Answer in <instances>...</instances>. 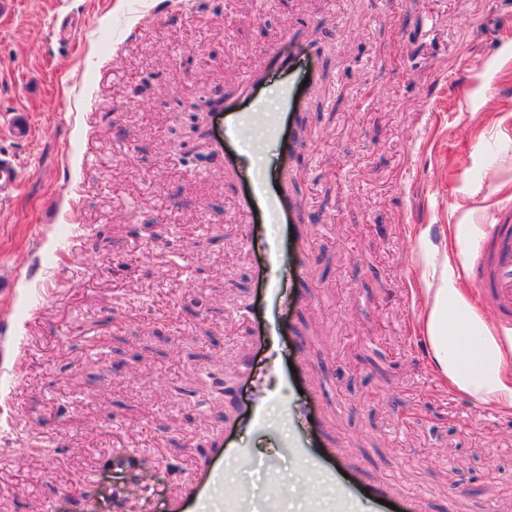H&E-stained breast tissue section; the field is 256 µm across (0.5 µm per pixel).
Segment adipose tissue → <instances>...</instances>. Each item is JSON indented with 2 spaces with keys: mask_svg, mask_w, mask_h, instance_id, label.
<instances>
[{
  "mask_svg": "<svg viewBox=\"0 0 512 512\" xmlns=\"http://www.w3.org/2000/svg\"><path fill=\"white\" fill-rule=\"evenodd\" d=\"M417 323L429 345L439 379L476 399L491 398L512 413V336L492 335L473 317L461 288L441 279L424 291Z\"/></svg>",
  "mask_w": 512,
  "mask_h": 512,
  "instance_id": "obj_1",
  "label": "adipose tissue"
}]
</instances>
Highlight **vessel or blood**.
Wrapping results in <instances>:
<instances>
[{
    "mask_svg": "<svg viewBox=\"0 0 512 512\" xmlns=\"http://www.w3.org/2000/svg\"><path fill=\"white\" fill-rule=\"evenodd\" d=\"M298 53L270 51L263 66L253 72L241 89L224 102V133L220 139L224 147V165L235 168L239 158L250 151L249 125L262 118L263 103L258 89L269 72H294L301 69ZM20 168L16 158L0 152V196L14 193L19 186ZM239 207L246 223L284 224L289 235H296L291 222L292 208L288 192L281 179L260 174L240 187ZM264 264L268 267L290 263L296 274H303L302 261L297 251L288 249L279 241L266 244ZM469 281L480 306L492 309L500 327L512 330V210H497L486 226L482 244L469 267ZM295 302L291 290L279 282L263 279L262 288L251 298L247 313L256 326L258 342L265 347L267 365L254 369L252 363H243L239 370L242 379L250 381L251 394L247 402L239 404L238 418L242 427L255 432H267L272 424L267 417L270 403H277L282 419L297 428L281 444L278 457L258 459L252 448L237 444L230 427L210 439L211 455L196 471L182 482L179 494L173 500L170 512H212L214 503H221L223 512H278L274 496L258 497L253 488L243 486L233 492L222 493V472L216 458L246 467H258L269 476H276L278 459L285 456L309 463L317 475V482L307 488V512H359L364 500L376 502V512H423L421 496L401 497L390 489L366 484L358 467L347 460L336 444L326 439L319 422L313 421L307 402L288 398L276 399L272 390L264 386L265 377L275 378L289 390L298 386L302 363L288 365L277 360L282 317Z\"/></svg>",
    "mask_w": 512,
    "mask_h": 512,
    "instance_id": "obj_1",
    "label": "vessel or blood"
}]
</instances>
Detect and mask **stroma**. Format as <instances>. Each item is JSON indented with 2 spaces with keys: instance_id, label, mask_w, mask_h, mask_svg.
I'll use <instances>...</instances> for the list:
<instances>
[{
  "instance_id": "obj_1",
  "label": "stroma",
  "mask_w": 512,
  "mask_h": 512,
  "mask_svg": "<svg viewBox=\"0 0 512 512\" xmlns=\"http://www.w3.org/2000/svg\"><path fill=\"white\" fill-rule=\"evenodd\" d=\"M302 45L292 158L306 233L287 358L367 479L425 512H512V414L439 380L425 288L512 208V0H0V512H168L258 351L261 253L224 114L281 36ZM77 375L71 385L67 376ZM119 448L140 459L114 463ZM20 168L16 158L0 152V196L14 193L19 186Z\"/></svg>"
}]
</instances>
